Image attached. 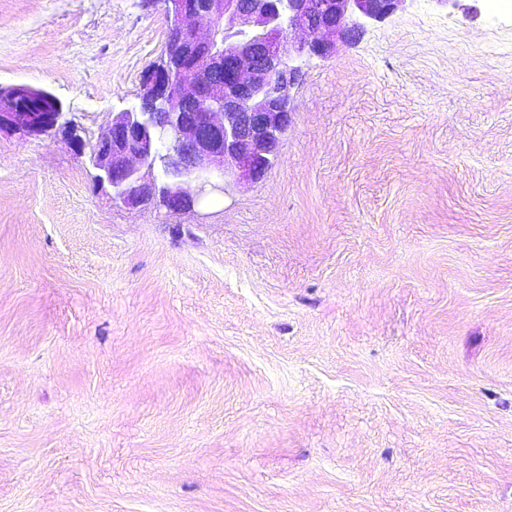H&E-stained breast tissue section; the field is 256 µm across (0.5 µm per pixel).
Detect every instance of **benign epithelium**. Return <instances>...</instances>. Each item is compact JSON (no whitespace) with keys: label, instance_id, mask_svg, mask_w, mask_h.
Wrapping results in <instances>:
<instances>
[{"label":"benign epithelium","instance_id":"benign-epithelium-1","mask_svg":"<svg viewBox=\"0 0 512 512\" xmlns=\"http://www.w3.org/2000/svg\"><path fill=\"white\" fill-rule=\"evenodd\" d=\"M405 0H162L169 22L158 61L145 72L139 108L112 113L87 142L62 110L30 112L35 90L0 87V131L61 134L90 159L94 182L124 206L155 199L170 212L226 185L261 177L290 122L303 62L356 39L368 21ZM307 29L310 41L288 33ZM230 40L218 45V35Z\"/></svg>","mask_w":512,"mask_h":512}]
</instances>
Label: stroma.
Masks as SVG:
<instances>
[{
	"label": "stroma",
	"instance_id": "1",
	"mask_svg": "<svg viewBox=\"0 0 512 512\" xmlns=\"http://www.w3.org/2000/svg\"><path fill=\"white\" fill-rule=\"evenodd\" d=\"M167 33L0 0V86L93 136ZM291 94L180 214L0 133V512H512V0H405Z\"/></svg>",
	"mask_w": 512,
	"mask_h": 512
}]
</instances>
